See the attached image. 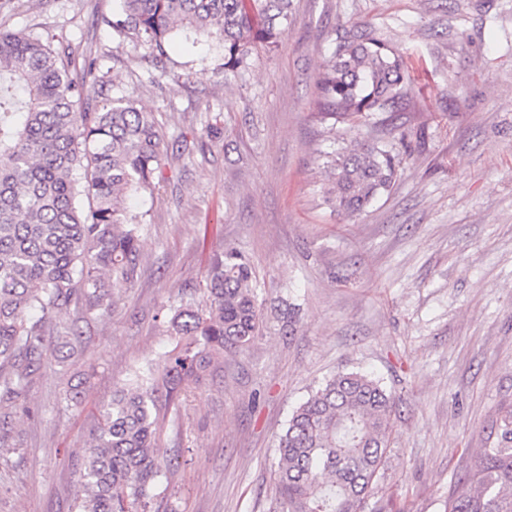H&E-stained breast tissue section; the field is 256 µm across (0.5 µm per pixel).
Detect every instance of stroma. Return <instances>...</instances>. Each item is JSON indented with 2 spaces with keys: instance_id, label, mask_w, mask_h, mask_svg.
Returning a JSON list of instances; mask_svg holds the SVG:
<instances>
[{
  "instance_id": "1",
  "label": "stroma",
  "mask_w": 512,
  "mask_h": 512,
  "mask_svg": "<svg viewBox=\"0 0 512 512\" xmlns=\"http://www.w3.org/2000/svg\"><path fill=\"white\" fill-rule=\"evenodd\" d=\"M116 6L0 0V30L67 45L92 103L133 95L168 148L160 189L129 202L145 226L136 280L111 315L79 324L84 352L48 360L0 426V512H76L99 409L171 349L165 306L203 303L227 248L255 272L262 328L168 412L154 454L178 468L158 487L163 512H269L293 408L349 371L393 397L364 512H444L512 403V0H293L279 46L253 51L231 85L211 41L154 56L113 31ZM354 24L404 57L413 90L382 130L404 168L350 218L322 202L335 139L314 100Z\"/></svg>"
}]
</instances>
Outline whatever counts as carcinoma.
Returning a JSON list of instances; mask_svg holds the SVG:
<instances>
[{
  "label": "carcinoma",
  "mask_w": 512,
  "mask_h": 512,
  "mask_svg": "<svg viewBox=\"0 0 512 512\" xmlns=\"http://www.w3.org/2000/svg\"><path fill=\"white\" fill-rule=\"evenodd\" d=\"M112 28L157 56L175 39L206 37L224 51V81L257 46L274 49L292 21L291 0H119ZM65 50L23 31L0 30V403L11 405L50 357L80 335L49 339L44 317L74 305L112 310L136 279L140 223L130 196L162 180L164 136L154 113L123 95L100 109ZM403 58L358 25L345 32L317 79L316 118L341 145L322 157L323 202L362 213L394 184L401 162L379 137L411 93ZM252 267L224 250L205 275L207 304L171 305L177 337L160 363L135 375L100 410L80 471L78 512H160L154 456L161 423L190 385L260 332ZM42 317L34 319L30 312ZM392 397L360 372L326 380L291 414L277 448L271 512H363L392 432ZM445 512H512V405L490 425L487 446L460 476Z\"/></svg>",
  "instance_id": "carcinoma-1"
}]
</instances>
